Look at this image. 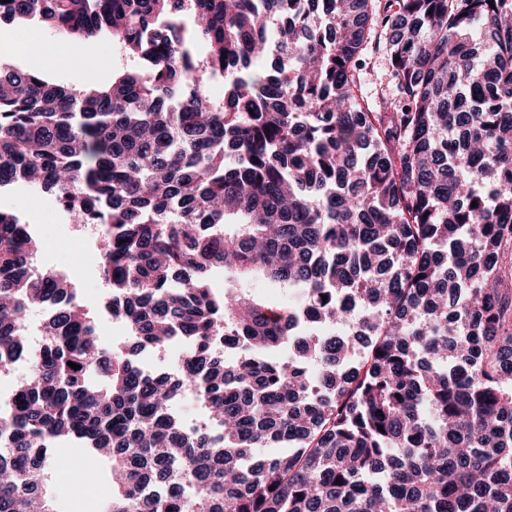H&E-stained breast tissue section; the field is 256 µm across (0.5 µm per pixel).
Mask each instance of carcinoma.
<instances>
[{
	"mask_svg": "<svg viewBox=\"0 0 512 512\" xmlns=\"http://www.w3.org/2000/svg\"><path fill=\"white\" fill-rule=\"evenodd\" d=\"M494 4L0 2V23L72 51L105 33L134 63L75 87L0 69V187L97 225L105 309L144 349L189 347L176 374L107 347L0 208V371L51 307L0 428V512H62L63 448L108 464L98 512H512V0ZM218 271L299 295L217 293ZM220 336L247 354L224 362ZM187 390L201 425L173 411ZM366 68L364 70L365 90L369 96L371 104L377 105L381 88L388 91L387 83L389 81L388 62L383 46L372 51L370 49L367 55ZM377 93L379 95H377Z\"/></svg>",
	"mask_w": 512,
	"mask_h": 512,
	"instance_id": "1",
	"label": "carcinoma"
}]
</instances>
